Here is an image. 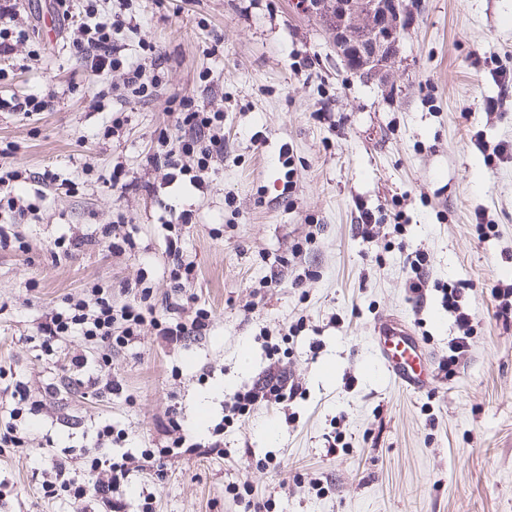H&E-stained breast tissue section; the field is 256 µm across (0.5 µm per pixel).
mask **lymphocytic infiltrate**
Segmentation results:
<instances>
[{
  "instance_id": "lymphocytic-infiltrate-1",
  "label": "lymphocytic infiltrate",
  "mask_w": 512,
  "mask_h": 512,
  "mask_svg": "<svg viewBox=\"0 0 512 512\" xmlns=\"http://www.w3.org/2000/svg\"><path fill=\"white\" fill-rule=\"evenodd\" d=\"M126 27L123 16H101L98 0H86L84 17L72 27L69 47L81 56L92 74L109 71L118 74L128 96L143 99L156 93L162 84L158 69L140 65H126L120 56L119 38ZM169 111L175 119L173 127L161 128L156 134V150L148 159L166 179L175 175L188 177L190 185L198 186L214 173L216 164L224 159V136L220 129L224 113L211 110L189 97L172 96ZM107 242L110 251L125 252L134 243L122 233L120 222L101 225L85 240L59 239L55 242L58 253L68 255L82 244ZM168 274L173 292L163 307H156L149 289H142L131 301L116 304L111 287L96 285L81 293L68 296L64 311L56 313L39 324L37 331L45 346H52L69 336L82 337L86 342L111 352L125 348L141 336L144 328L170 343H180L206 333L212 313L193 297L186 288L195 280L193 263L183 258L180 238L170 239L167 249ZM405 288L414 310H421L429 291L441 295V303L453 315L460 331L451 339L448 355L441 363L447 375H454L456 367L470 348L474 333V316L463 305L466 285L463 282H441L430 276V256L415 248L404 257ZM103 360L81 353L73 355L67 367V380L71 386L94 395L102 391H119L120 383L103 376ZM302 387L286 372H273L265 382L233 393L225 403L224 424L233 426L260 403H293L301 395ZM14 407L0 418V447L24 448L28 445L30 424L23 414L27 391L15 386L11 392ZM114 431L111 425L96 427L92 446L85 452L82 462L70 455H55L43 487L48 493L58 491L78 501H94L105 512H122L121 499L127 485L130 469L126 463L113 461L109 450Z\"/></svg>"
}]
</instances>
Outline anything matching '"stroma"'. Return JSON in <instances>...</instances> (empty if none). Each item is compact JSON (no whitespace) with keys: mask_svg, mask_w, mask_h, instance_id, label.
<instances>
[{"mask_svg":"<svg viewBox=\"0 0 512 512\" xmlns=\"http://www.w3.org/2000/svg\"><path fill=\"white\" fill-rule=\"evenodd\" d=\"M403 2L398 51L367 78L345 68L330 32L296 0H100L101 14L132 20L125 62L140 63L144 42L162 54L161 88L131 102L118 77L88 75L72 55L53 0H10L14 25L38 55H0V97L35 94L51 106L0 112V167L22 173L15 192L27 198L44 169L60 182L44 188L37 211L0 209V225L28 243L0 250V415L18 383L39 407L29 449L0 447V512H94L45 495L51 457H80L93 426L105 423L126 434L112 445L114 459L160 448L172 408L195 448L164 470L145 462L133 471L124 512H140L146 491L155 512H244L226 491L232 482L247 483L269 512H512V323L496 320L490 298L493 285L512 282V0ZM175 95L224 113V164L195 188L184 176L166 184L144 166L156 129L174 123ZM490 100L498 104L491 117ZM320 108L322 122L313 117ZM119 109L127 125L104 135ZM481 141L505 144L508 157L487 165ZM116 163L134 178L121 195L101 180ZM168 203L195 215L181 231L183 257L196 266L191 291L212 311L209 330L177 346L148 330L113 352L104 371L121 382L118 393L46 396L68 353L97 354L77 336L43 348L37 327L66 295L97 283L151 288L159 304L170 294ZM363 208L404 210L402 247L363 241ZM478 208L496 234L478 237ZM119 216L136 242L131 253L99 244L55 257L58 238ZM313 228L315 245L293 253ZM406 247L429 252L433 278L471 284L466 301L478 322L455 374L422 394L365 372L379 315L404 316L438 362L458 334L435 322L438 293L414 312ZM273 272L276 283L259 288ZM301 316L307 330L289 335ZM263 329L278 336L305 395L286 411L255 406L225 429L222 453L211 452L226 400L268 371ZM339 430L351 450L332 456L328 440ZM265 458L270 467H258ZM314 478L327 481L326 495L312 490Z\"/></svg>","mask_w":512,"mask_h":512,"instance_id":"stroma-1","label":"stroma"}]
</instances>
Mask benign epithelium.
Returning <instances> with one entry per match:
<instances>
[{
  "label": "benign epithelium",
  "mask_w": 512,
  "mask_h": 512,
  "mask_svg": "<svg viewBox=\"0 0 512 512\" xmlns=\"http://www.w3.org/2000/svg\"><path fill=\"white\" fill-rule=\"evenodd\" d=\"M314 11L336 41L343 65L361 75L376 72L395 53L399 0H299Z\"/></svg>",
  "instance_id": "7a95c632"
}]
</instances>
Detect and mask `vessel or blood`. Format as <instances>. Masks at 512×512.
Returning a JSON list of instances; mask_svg holds the SVG:
<instances>
[{"label":"vessel or blood","mask_w":512,"mask_h":512,"mask_svg":"<svg viewBox=\"0 0 512 512\" xmlns=\"http://www.w3.org/2000/svg\"><path fill=\"white\" fill-rule=\"evenodd\" d=\"M370 340L373 358L390 385L417 394L437 382L438 371L430 353L402 318L378 317Z\"/></svg>","instance_id":"1"}]
</instances>
